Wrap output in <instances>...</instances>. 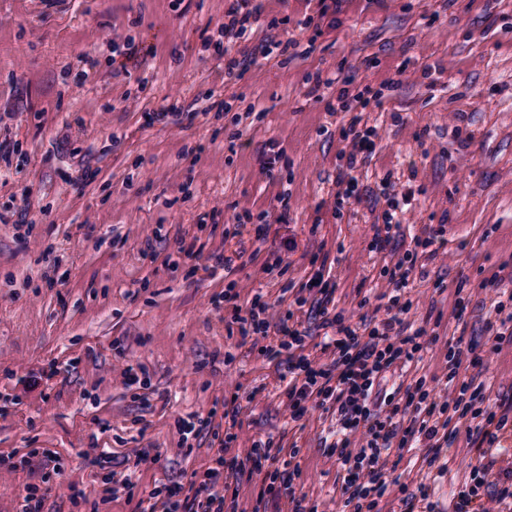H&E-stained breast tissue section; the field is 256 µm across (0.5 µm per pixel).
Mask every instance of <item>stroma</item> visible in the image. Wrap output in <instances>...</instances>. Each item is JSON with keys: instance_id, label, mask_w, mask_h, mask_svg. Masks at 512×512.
<instances>
[{"instance_id": "obj_1", "label": "stroma", "mask_w": 512, "mask_h": 512, "mask_svg": "<svg viewBox=\"0 0 512 512\" xmlns=\"http://www.w3.org/2000/svg\"><path fill=\"white\" fill-rule=\"evenodd\" d=\"M233 3L0 0V512L31 486L38 512H148L153 489L258 440L299 448L306 506L352 512L332 404L290 421L288 357L263 353L289 326L332 362L335 328L298 301L317 271L334 314L370 329L390 270L408 268L403 320L430 341L386 388L422 378L442 395L460 336L485 365L459 380L484 383L491 411L512 396V341L492 344L512 314V0H250L251 31L231 41ZM228 50L240 78L224 77ZM357 114L378 135L349 195L337 179ZM405 194L399 232L374 249ZM256 302L269 328L241 336ZM197 417L210 425L184 433ZM451 427L445 471L425 443L390 449L374 512H408L423 485L452 512L479 458L466 420ZM260 484L232 483L224 512H291Z\"/></svg>"}]
</instances>
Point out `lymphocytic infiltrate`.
Instances as JSON below:
<instances>
[{
    "label": "lymphocytic infiltrate",
    "mask_w": 512,
    "mask_h": 512,
    "mask_svg": "<svg viewBox=\"0 0 512 512\" xmlns=\"http://www.w3.org/2000/svg\"><path fill=\"white\" fill-rule=\"evenodd\" d=\"M302 291L315 295L323 324L335 327L337 336L329 346L334 359L328 364H316L309 356L291 357L288 370V402L291 421H300L308 412L312 400L332 403L336 409V439L332 444L346 475L342 492L354 512H373L376 498L382 497L387 487L380 480L381 458L392 445L405 448L418 439L429 440L431 446L425 458L427 466L440 459L441 442L437 436L447 429L453 419H464L478 445L481 458L471 468L469 487L457 494L454 512H470L472 503L479 499L484 478L502 460L494 446L499 433L512 420V399L504 400L502 413L484 411L474 403L448 404L431 396L423 381L407 386L403 395L386 391L381 386L385 373L392 366L408 368L420 359L424 348V329L407 331L401 319L407 305L397 306L380 326L359 334L344 325L340 317L330 316L328 306L334 289L322 275H314L301 286ZM410 414L408 427H400L398 418ZM362 434L361 446H354L355 434ZM298 449L288 450L273 446L272 442H257L246 460L234 462L231 469L217 466L202 476L192 477L188 495L172 492L162 500V512H223L224 496L221 489L225 475L239 480L246 476L262 475L261 495L276 493L278 487L290 486L293 475L299 471Z\"/></svg>",
    "instance_id": "obj_1"
}]
</instances>
